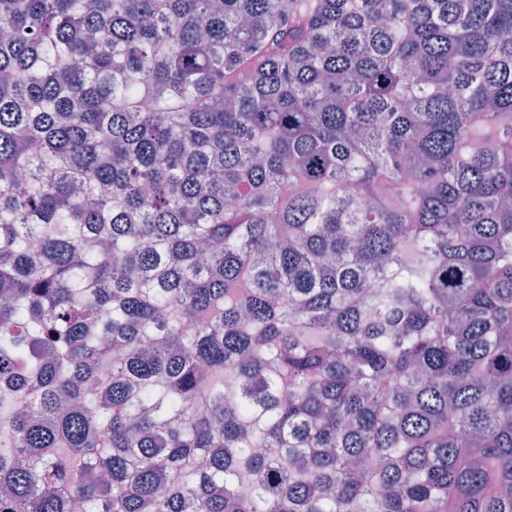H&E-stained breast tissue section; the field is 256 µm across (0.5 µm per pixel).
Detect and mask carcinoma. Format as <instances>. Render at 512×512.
Segmentation results:
<instances>
[{
    "instance_id": "cac0c4a2",
    "label": "carcinoma",
    "mask_w": 512,
    "mask_h": 512,
    "mask_svg": "<svg viewBox=\"0 0 512 512\" xmlns=\"http://www.w3.org/2000/svg\"><path fill=\"white\" fill-rule=\"evenodd\" d=\"M0 512H512V0H0Z\"/></svg>"
}]
</instances>
